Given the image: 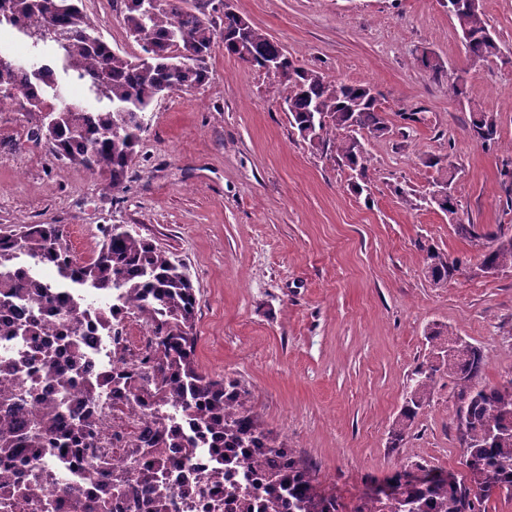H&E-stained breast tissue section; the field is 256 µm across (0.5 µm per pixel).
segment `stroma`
<instances>
[{"label": "stroma", "mask_w": 512, "mask_h": 512, "mask_svg": "<svg viewBox=\"0 0 512 512\" xmlns=\"http://www.w3.org/2000/svg\"><path fill=\"white\" fill-rule=\"evenodd\" d=\"M297 63L332 80L370 84L390 128L369 139L366 175L332 145L313 146L288 121L276 77L215 44L204 86L165 95L147 117L119 192L55 160L35 140L37 112H0V228L61 224L77 257L121 224L183 262L200 301L197 361L241 380L265 426L301 449L322 490L348 508L405 460L467 477L458 387L437 374L401 447L391 444L426 331L445 324L483 353L482 380H512V273L487 274L478 233L512 236V59L472 61L444 0H232ZM84 8L112 49L136 55L124 0ZM430 50L435 75L416 57ZM466 69L473 96L498 118L485 147L448 71ZM414 112L418 122L405 120ZM455 169L457 216L429 205ZM455 260L448 281L432 256Z\"/></svg>", "instance_id": "stroma-1"}]
</instances>
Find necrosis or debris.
Wrapping results in <instances>:
<instances>
[{"mask_svg":"<svg viewBox=\"0 0 512 512\" xmlns=\"http://www.w3.org/2000/svg\"><path fill=\"white\" fill-rule=\"evenodd\" d=\"M57 302H45L41 341L56 362L47 373L38 362H27L31 340L26 336H0V391L19 387L17 403L0 400V416L29 423L38 418L60 385L81 400L64 414L65 421L92 417L94 436L88 447L71 453L45 448L37 460L0 467V512H99L95 502L82 495L58 498L54 486L65 483L73 460L92 468L103 486H115L107 512H148L144 499V474H161L164 512H268L278 499L280 512H289L287 499L274 486V465L253 462L250 449L239 451V462L228 467L222 455L209 448L153 450V424L164 417L169 426L182 424V408L175 401L161 402L154 395L153 370L148 358L156 348L153 334L142 332L141 315L126 310L118 334H107L82 321L73 338L80 353L72 362L63 329L55 311ZM105 374L129 375L141 394L140 402L127 404L120 393L96 400L84 394L92 379Z\"/></svg>","mask_w":512,"mask_h":512,"instance_id":"4bbe7bcc","label":"necrosis or debris"}]
</instances>
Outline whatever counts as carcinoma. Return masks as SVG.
Segmentation results:
<instances>
[{
    "mask_svg": "<svg viewBox=\"0 0 512 512\" xmlns=\"http://www.w3.org/2000/svg\"><path fill=\"white\" fill-rule=\"evenodd\" d=\"M123 25L143 55L130 57L112 50L90 23L83 0H0V24L7 21L23 28L33 42H52L65 70L81 74L101 108L66 101L57 92L54 71L23 66L0 68V101L25 100L26 112H47L49 118L33 132L43 138L58 160L82 167L98 176L104 189L121 190L140 142L147 114L155 102L174 91H189L209 80V58L216 39L225 51L261 69L276 61L292 66L288 53L265 31L240 15H226L217 29L206 15L207 0H157L146 14L140 0H125ZM448 12L472 57L487 61L502 54L500 43L488 29L482 5L470 0H446ZM300 86L286 89L289 122L301 138L324 144L332 138L336 156L346 165L365 171L368 152L359 135L375 138L390 132L371 87L329 80L320 72L297 67ZM54 91L61 106L47 104L46 89ZM448 91L472 102V86L462 71L448 72ZM470 133L477 142H497L496 115L472 106ZM478 242L490 240L483 263L492 269H512V237L467 230ZM42 264L50 278L29 273L20 255ZM115 299L112 307L98 311V327L110 332L114 320L124 313L122 302L138 308L152 322L159 348L152 358L158 393L181 402L186 428L193 437L183 439L179 430L164 422L156 424L154 445L158 448H226L224 457L233 462L236 449L249 448L258 458L275 460L284 452L273 430L265 427L251 403L249 390L236 379L213 376L199 368L194 332L197 297L184 263L172 258L152 241L116 224L103 229L101 247L88 261L78 260L60 224H27L18 232L0 233V312L14 303L43 297L67 299L65 320L78 327L85 315V290ZM44 310L31 309L20 322L0 320V336L22 332L31 337L33 353L41 351ZM446 325L428 327L429 360L414 368L400 415L392 429L398 448L418 411L429 401L432 383L440 372L453 378L458 406L464 408L466 433L465 466L470 482H448L434 469L408 462L387 477L390 491L366 496L353 512H478L492 495L512 498V381L503 385L480 382L483 354L461 341L448 351ZM74 401L61 387L38 422L19 434L21 422L0 420V453L8 462L23 451L35 456L41 448H77L93 435L94 424L85 419L69 426L58 420L57 411ZM288 468L275 472L276 485L288 494L296 512H344L336 497L319 491L317 479L303 461L288 452ZM63 492L75 494L96 484L95 476L78 465ZM148 503L162 512L163 493L155 476H144Z\"/></svg>",
    "mask_w": 512,
    "mask_h": 512,
    "instance_id": "obj_1",
    "label": "carcinoma"
}]
</instances>
